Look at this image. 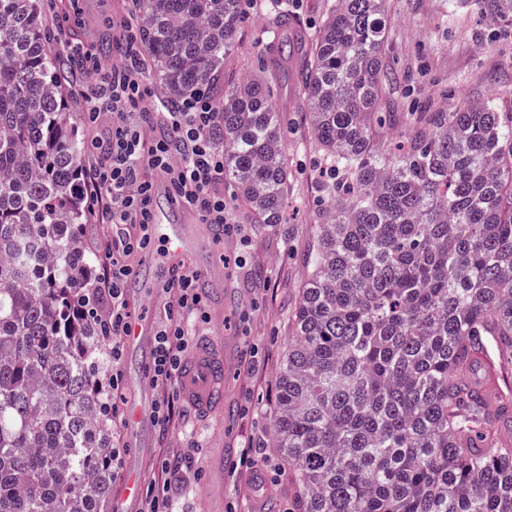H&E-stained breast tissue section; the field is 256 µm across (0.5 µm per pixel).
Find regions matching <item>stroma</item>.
<instances>
[{"label": "stroma", "mask_w": 512, "mask_h": 512, "mask_svg": "<svg viewBox=\"0 0 512 512\" xmlns=\"http://www.w3.org/2000/svg\"><path fill=\"white\" fill-rule=\"evenodd\" d=\"M48 27H60L52 44L60 61V79L68 89L65 115L82 140L101 138L107 119L88 124L86 96L90 82L70 56L68 42L86 46L111 44L102 55L104 66L142 54L141 45L120 41V20L138 22L134 0H41ZM388 44L384 65L389 77L383 85L386 112L392 124L378 127V141L396 145L406 139L409 112H455L469 102L490 96L512 95V28L482 14L476 0H388ZM269 0H254L249 19L241 25L239 45L225 62L235 78L256 74L263 51L260 37L271 27ZM278 104L287 131L288 192L277 224L250 223L240 202L232 204V220L240 233L215 235L209 225L192 221L184 228V242L168 252L162 238L152 237L146 249L134 253L133 272L125 288L133 317L162 324L165 289L176 270L189 267L201 283L224 292L219 303H208L207 319L197 320L195 339L223 340L224 411L200 416L175 399L173 419L155 426L150 447H137L127 422V408L139 394L134 356L123 353L119 366V411L112 420V441L125 447L120 470L112 480L120 491L125 471L137 469L143 484L157 476L160 459L170 463L168 495L177 512H203L199 489L204 464L212 448L224 449L223 512H286L292 497L287 476L265 468L247 473L240 465L243 445H252L258 458L274 457L271 431L275 416L276 382L292 337L291 315L305 276L304 259L322 220L323 196L318 144L305 112L297 70H289L280 86ZM118 232L109 224L105 202H92L81 241L94 260L95 275L103 273V252Z\"/></svg>", "instance_id": "35a3bbf8"}]
</instances>
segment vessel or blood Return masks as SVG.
<instances>
[{
    "instance_id": "vessel-or-blood-1",
    "label": "vessel or blood",
    "mask_w": 512,
    "mask_h": 512,
    "mask_svg": "<svg viewBox=\"0 0 512 512\" xmlns=\"http://www.w3.org/2000/svg\"><path fill=\"white\" fill-rule=\"evenodd\" d=\"M153 327L143 319L132 320L126 343L139 355L140 370H147L153 354ZM185 405L195 411L215 412L224 404V347L214 342L200 344L187 357L178 377ZM131 422L139 447L149 444L148 419L144 403L131 410ZM211 474L205 489L210 507H217L224 499V457L216 455L208 462ZM142 497V482L137 471H129L122 483L115 512H138Z\"/></svg>"
}]
</instances>
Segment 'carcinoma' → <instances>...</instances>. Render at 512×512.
<instances>
[{"mask_svg":"<svg viewBox=\"0 0 512 512\" xmlns=\"http://www.w3.org/2000/svg\"><path fill=\"white\" fill-rule=\"evenodd\" d=\"M251 0H138L172 102L219 92L224 183L255 224L288 188L274 76L302 64L334 171L277 379L272 447L297 512H512V111L497 98L419 112L407 144L372 136L386 0H335L308 50L276 0L258 73L225 76ZM512 22V0H477ZM39 0H0V512H103L112 492L107 364L75 312L80 138Z\"/></svg>","mask_w":512,"mask_h":512,"instance_id":"obj_1","label":"carcinoma"}]
</instances>
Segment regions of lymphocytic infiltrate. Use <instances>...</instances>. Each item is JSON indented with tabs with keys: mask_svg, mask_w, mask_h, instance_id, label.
Masks as SVG:
<instances>
[{
	"mask_svg": "<svg viewBox=\"0 0 512 512\" xmlns=\"http://www.w3.org/2000/svg\"><path fill=\"white\" fill-rule=\"evenodd\" d=\"M85 72L91 80L87 97L88 119L97 122L101 113L112 116L107 138L92 139L87 147L96 159L84 187L94 198L110 201V221L133 225L135 231L105 254V272L88 294L82 295V312L100 326L103 339L112 343L110 356L119 360L118 340L127 335L131 322L123 282L131 272L129 258L150 242L149 227L154 185L143 176L151 170L172 185L181 204L194 211L201 223L230 230V207L214 184L224 174V151L213 139L220 115L208 98L189 97L175 108L160 113L165 138L147 141L137 114L146 109L149 90L138 65L120 63L103 72L99 60L84 53ZM197 271L189 268L173 275L169 288L176 295L167 315L169 322L155 335V358L150 382L156 390L157 419H171L167 391L174 383L192 334V318L200 315L203 302L196 288Z\"/></svg>",
	"mask_w": 512,
	"mask_h": 512,
	"instance_id": "lymphocytic-infiltrate-1",
	"label": "lymphocytic infiltrate"
}]
</instances>
